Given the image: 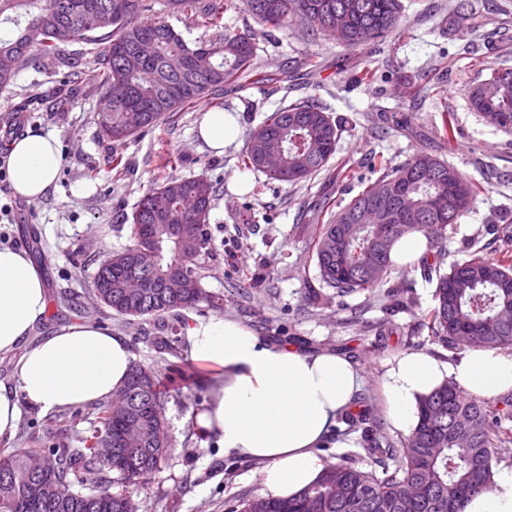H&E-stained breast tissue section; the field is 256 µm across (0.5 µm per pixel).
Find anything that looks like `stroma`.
Instances as JSON below:
<instances>
[{
    "mask_svg": "<svg viewBox=\"0 0 512 512\" xmlns=\"http://www.w3.org/2000/svg\"><path fill=\"white\" fill-rule=\"evenodd\" d=\"M459 0H402V27L385 42L351 49L333 39L315 40L294 22L258 39L254 65L276 74L272 85L228 86L224 109L237 121V136L223 153L209 148L198 134L209 100L174 114L122 145L104 141L93 115L103 100L89 75L76 78L46 60L23 62L10 89L0 92V150L11 141L9 130L53 133L59 140L63 165L49 193L30 202L0 182V207L10 208L0 222V244L27 249L26 229H34L43 259L49 306L24 347L0 354V382L12 384L16 362L30 347L61 327L72 324L69 295H80L85 314L100 326L126 337L135 361L169 375L170 363L195 373L194 386L171 388L163 404L170 446L164 460L138 483L114 481L139 512H229L236 500L261 495L258 462L224 456L217 447H203L190 419L209 399L208 372L189 355L175 359L159 353L146 336L150 325L137 318L113 315L97 305L93 276L113 251L130 245L124 222L143 193L169 176L204 175L221 183L224 196L210 214L216 255L203 263L205 288L224 294L223 316L249 326L276 343L316 350L330 349L358 363L365 384L358 407L373 409L382 435L401 443L402 433L390 424L379 379L386 362L408 350L433 353L455 361L458 350L433 342L423 315L434 304V281L419 268L394 267L380 287L344 297L328 295L310 302L318 287L313 246L317 228L314 205L318 193L349 201L361 189L360 175L374 160L394 164L428 151L468 177L482 183L483 193L470 213L450 229L441 243L445 264L463 260L473 246L491 243V228L512 224V134L484 123L468 103V89L491 69L512 67V0H472V13L449 31L448 18ZM320 67L306 69V58ZM364 68L377 70L371 84L353 81ZM415 78L414 93H405L400 75ZM316 95L342 126L333 158L357 174L351 181L329 180L320 174L298 184L269 190L262 173L244 169L239 161L250 133L283 100ZM455 114L453 140L437 135L443 111ZM120 156L124 171L109 164ZM255 218L243 222L246 209ZM252 281L249 297L238 295L240 280ZM96 415L84 408L41 412L22 406L15 436L0 441V452L47 445L51 436L77 448ZM362 430L341 429L325 446V459L349 458L374 469L364 452Z\"/></svg>",
    "mask_w": 512,
    "mask_h": 512,
    "instance_id": "obj_1",
    "label": "stroma"
}]
</instances>
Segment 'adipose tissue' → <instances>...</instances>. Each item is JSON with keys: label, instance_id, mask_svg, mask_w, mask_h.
Wrapping results in <instances>:
<instances>
[{"label": "adipose tissue", "instance_id": "ef3b65f1", "mask_svg": "<svg viewBox=\"0 0 512 512\" xmlns=\"http://www.w3.org/2000/svg\"><path fill=\"white\" fill-rule=\"evenodd\" d=\"M63 156L57 137L30 130L9 146L8 175L15 195L35 202L53 186ZM44 279L27 252L0 247V353H9L45 315ZM188 352L208 366L210 400L192 422L203 440L224 454L261 462L264 491L291 498L314 484L325 461L321 449L339 418L356 403L360 366L331 350L274 343L225 317L187 328ZM133 356L124 337L85 318L27 350L12 385L0 383V440L17 432L22 405L44 412L107 402L128 380ZM466 395L493 399L512 392V353L469 348L453 363L424 351L401 353L380 378L388 418L411 435L418 403L445 381ZM465 512H512V466L500 467L492 488Z\"/></svg>", "mask_w": 512, "mask_h": 512}]
</instances>
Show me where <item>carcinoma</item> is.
<instances>
[{
  "label": "carcinoma",
  "mask_w": 512,
  "mask_h": 512,
  "mask_svg": "<svg viewBox=\"0 0 512 512\" xmlns=\"http://www.w3.org/2000/svg\"><path fill=\"white\" fill-rule=\"evenodd\" d=\"M156 0H0V25L12 31L0 36V90L17 75V58L39 56L75 73L79 61L60 39L67 29L75 42L95 46L92 73L99 80L105 105L94 114L102 138L114 145L131 140L204 96H215L222 106L224 86L241 78L255 84L277 81L253 67L256 37L251 30L224 26V13L233 0H167L196 16L210 34L188 40L164 17L150 21ZM263 29L270 33L295 18L318 38L329 30L349 32L347 46L382 41L400 29L401 0H240ZM145 39L155 43L148 57L137 54ZM473 111L489 125L512 133V68L495 69L469 91ZM339 128L318 98L281 104L255 129L241 154L243 168L266 176L267 184H298L326 171L342 181L344 167L331 168ZM282 153L284 169L262 168L267 153ZM356 196L338 210L322 201L321 222L314 253L321 288L312 292L317 304L322 289L338 297L378 286L395 263L391 251L409 234L423 235L435 251L448 226L458 223L474 207L478 183L447 161L421 151L408 161L390 166L382 161ZM386 191L385 208L391 219L383 224L388 248L380 249L372 224H360L358 211L373 205L376 188ZM220 200V187L205 176L167 177L148 188L130 220L133 244L112 252V263L101 262L93 277V294L100 304L121 317L153 322L152 343L176 355L186 326L180 311L204 304L224 305V293L203 285L201 261L213 256L216 245L210 212ZM504 249L497 258L475 249L446 272L435 267L434 305L427 327L434 341L448 348L512 349V321L501 312L512 306V228H496ZM155 252L154 264L142 267L134 255ZM183 269L191 288L181 296L162 288L163 275ZM141 277L146 288L132 296L124 278ZM168 385L159 374L133 363L123 387L132 411L146 406L149 422L142 441L112 442V463L98 454L104 438L115 434L118 422L112 404L100 403L97 424L82 439V447L64 442L0 457V512H128L129 499L112 491L103 473L116 471L126 482L144 480L166 456L169 436L162 413ZM370 412L347 413L341 420L367 433L365 452L378 460L392 455V443L381 447L374 426L364 427ZM512 418V398L467 397L452 381L421 397L418 422L402 443L394 470H365L342 460L325 467L320 479L292 499L243 497L233 512H464L468 500L492 487L500 461L498 444L506 438L492 435L490 422ZM36 463L47 474L32 475Z\"/></svg>",
  "instance_id": "cac0c4a2"
}]
</instances>
